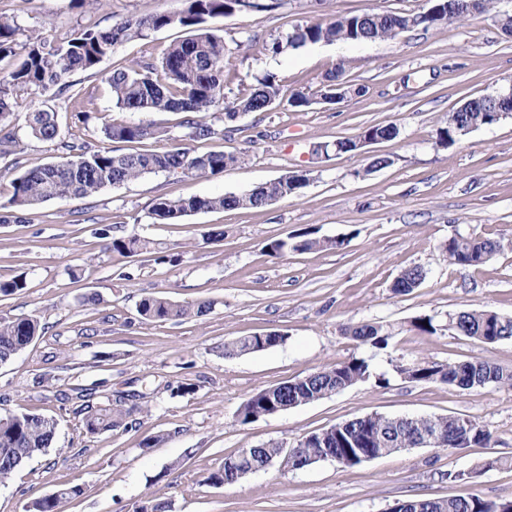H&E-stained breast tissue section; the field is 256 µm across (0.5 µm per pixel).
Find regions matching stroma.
Segmentation results:
<instances>
[{
	"instance_id": "obj_1",
	"label": "stroma",
	"mask_w": 512,
	"mask_h": 512,
	"mask_svg": "<svg viewBox=\"0 0 512 512\" xmlns=\"http://www.w3.org/2000/svg\"><path fill=\"white\" fill-rule=\"evenodd\" d=\"M186 0H104L74 7L72 0H0L21 35L31 30L71 33L87 21L109 29L157 11H183ZM427 0H284L275 11L233 13L210 20L227 45L242 43L232 58L234 93L248 91L253 75L271 73L288 90H318L324 75L344 62L351 95L329 104L248 113L226 124L223 136L197 143L198 152L241 154L222 173L190 179L164 172L84 198L53 199L26 224H0V280L25 275L23 292L0 298V318L34 315L43 331L11 361L0 364V416L35 411L52 417L51 448L0 483V512H26L40 494L62 485L81 496L62 512H134L165 502L166 512H388L415 498L478 494L512 500V387L463 391L414 383L393 371V361L437 362L475 357L512 369V340L481 343L448 327L463 309L512 317V117L472 132L454 145H438L436 130L466 100L512 86V36L495 23L512 14V0H494L491 13L429 31L415 29L371 43H310L275 54L270 40L292 26L328 22L367 11L418 13ZM259 43H248L252 33ZM179 27L116 43L96 69L69 80L92 93L89 126L60 115L63 135L99 142L107 123L144 124L180 135L182 114L114 108L104 75L186 38ZM395 124L396 139L339 153L337 140L363 127ZM22 153L0 159V201L12 194L19 163L52 161L51 144L13 122ZM390 165L370 169L374 156ZM309 181L298 196L260 208L198 212L176 224L150 216L157 198L241 193L291 172ZM136 233L182 247L171 266L153 255L122 257L107 250L98 232ZM220 229L222 241L203 243ZM311 233L343 239L342 247L269 257L271 241ZM496 238L505 248L480 267L449 263L441 246L454 233ZM419 265L425 281L397 295L398 273ZM163 294L193 306L210 301L201 318L153 323L137 305ZM429 315L435 334L415 330ZM393 326L384 351L356 343L342 331L349 322ZM280 332L284 344L233 358L225 339ZM368 358L367 379L331 397L243 425L242 403L253 393L302 378L320 368ZM387 373L381 385L376 374ZM192 384V393L172 386ZM132 409L126 425L90 436L83 405ZM372 413L386 416L451 415L473 418L494 434L491 445L448 451L413 448L355 467L334 461L301 470L274 462L237 483L213 485L212 472L244 448L276 441L292 446L305 436ZM152 447H144L147 438ZM499 468L474 473L490 458Z\"/></svg>"
}]
</instances>
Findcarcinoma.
<instances>
[{"label": "carcinoma", "mask_w": 512, "mask_h": 512, "mask_svg": "<svg viewBox=\"0 0 512 512\" xmlns=\"http://www.w3.org/2000/svg\"><path fill=\"white\" fill-rule=\"evenodd\" d=\"M181 13L157 12L145 18L126 19L102 30L89 24L63 39L47 37L39 32L29 35L19 44V28L11 17L0 15V59L20 55L17 66L0 75V158L18 154L19 143L9 129L12 117L23 101L48 91H55L57 103L31 107L25 112V124L34 138L49 142L62 153L59 161L35 162L27 166L13 182L7 212L0 214V223L26 222L25 214L55 198H80L98 192L106 185L121 186L146 174L166 172L186 178H201L224 172L241 160L222 152L199 153L194 144L224 134V129L206 119L218 115L222 122H233L247 113L268 112L287 103L293 108L310 104V94L302 90H286L276 76L265 73L253 78L249 92L236 95L228 87L226 68L232 55L224 38L211 32V19L234 12H263L277 7L267 0H187ZM442 11L428 17L421 12L414 16L416 26L428 30L464 19L456 10L455 0H441ZM405 14L391 11L363 12L337 18L326 23L295 25L267 44L277 54L287 48H299L317 42H375L393 39L408 31ZM167 27H182L192 35L174 43L155 60L143 58L128 67L114 69L105 81L112 92L116 108L130 112H176L184 114L183 133L177 137H162L149 125H106L101 129L104 145L61 137L58 113L72 112L75 119L86 125L91 112L84 106V96L68 81L76 70H91L112 52V46L122 40L142 38L149 31ZM344 62H339L325 74L317 95L327 87L344 81ZM512 115V97L487 95L466 101L437 129L440 145H453L473 131L489 127ZM362 134L392 140L400 135L394 124H376ZM163 139L164 144L150 152H122L114 142H138ZM308 182L307 173L289 172L262 184L250 193H228L217 196L189 195L177 199L160 197L151 210V218L175 224L181 218L197 212L258 208L268 200H280L297 195ZM99 236L109 240L106 249L124 257L143 253L156 255L155 261L177 266L183 252L172 248L161 250L156 243L136 234L114 237L106 228ZM345 239H317L303 233L300 237L273 240L266 245L268 255L282 258L291 252L337 248ZM498 240L456 233L448 237L442 251L452 264L483 266L501 252ZM425 272L420 266L404 269L393 282L397 294H409L420 286ZM26 288V276L0 281V298ZM210 304L202 302L188 308L163 295L140 300L138 314L147 321L167 322L204 315ZM448 328L461 336L495 343L512 339V318L487 310L468 309L450 318ZM39 321L34 316L0 320V364L8 362L38 336ZM344 333L363 346L385 350L395 336L394 327L379 322L363 321L344 326ZM286 336L269 332L240 336L224 341V356L234 357L267 350L284 343ZM395 371L404 380L416 383H440L464 391L483 389L489 385L512 387V370L492 362L472 359L440 363L426 359L399 361ZM371 376L369 362L353 357L345 362L321 368L302 378L281 383L250 395L240 407V424H251L272 415L281 406L295 402L305 405L329 398ZM130 411L104 408L88 413L82 427L89 435L111 430L124 424ZM57 423L36 412L0 417V482L14 471L41 454L54 442ZM432 433L441 438L445 450L466 448L472 444H491L492 431L474 419L447 416H416L406 420L382 416L376 420L352 419L321 432H315L294 445L297 457L306 462L333 455L346 466L366 462L368 457L387 456L407 448L418 447V437ZM284 445L268 442L224 459L222 470L209 480L222 483L238 482L250 474L266 470L282 457ZM83 494L78 486L48 491L32 503V512H60L63 501ZM512 512V501H494L477 494L445 500L413 499L408 506L395 504L389 512Z\"/></svg>", "instance_id": "carcinoma-1"}]
</instances>
